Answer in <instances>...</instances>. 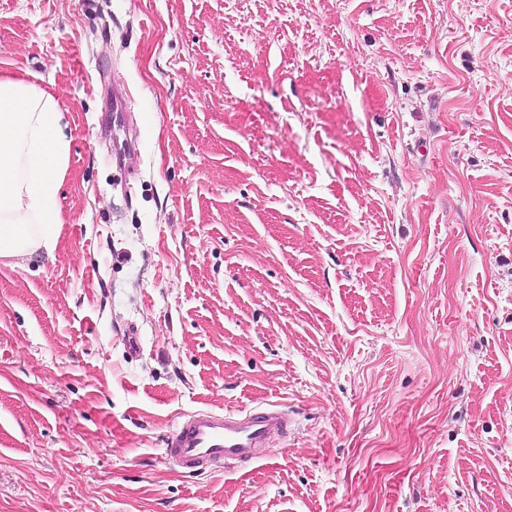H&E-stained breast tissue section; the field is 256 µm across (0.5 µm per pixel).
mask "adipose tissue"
<instances>
[{
	"instance_id": "ef3b65f1",
	"label": "adipose tissue",
	"mask_w": 512,
	"mask_h": 512,
	"mask_svg": "<svg viewBox=\"0 0 512 512\" xmlns=\"http://www.w3.org/2000/svg\"><path fill=\"white\" fill-rule=\"evenodd\" d=\"M67 126L54 94L0 75V259L53 257Z\"/></svg>"
}]
</instances>
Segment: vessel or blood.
Here are the masks:
<instances>
[{
  "mask_svg": "<svg viewBox=\"0 0 512 512\" xmlns=\"http://www.w3.org/2000/svg\"><path fill=\"white\" fill-rule=\"evenodd\" d=\"M288 425L287 410L274 405L234 412L201 410L176 425L164 453L186 471L254 460L271 439L287 433Z\"/></svg>",
  "mask_w": 512,
  "mask_h": 512,
  "instance_id": "obj_1",
  "label": "vessel or blood"
}]
</instances>
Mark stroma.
Segmentation results:
<instances>
[{"instance_id": "1", "label": "stroma", "mask_w": 512, "mask_h": 512, "mask_svg": "<svg viewBox=\"0 0 512 512\" xmlns=\"http://www.w3.org/2000/svg\"><path fill=\"white\" fill-rule=\"evenodd\" d=\"M0 74L70 140L0 264V512H512V0H0ZM265 403L264 459L164 456Z\"/></svg>"}]
</instances>
